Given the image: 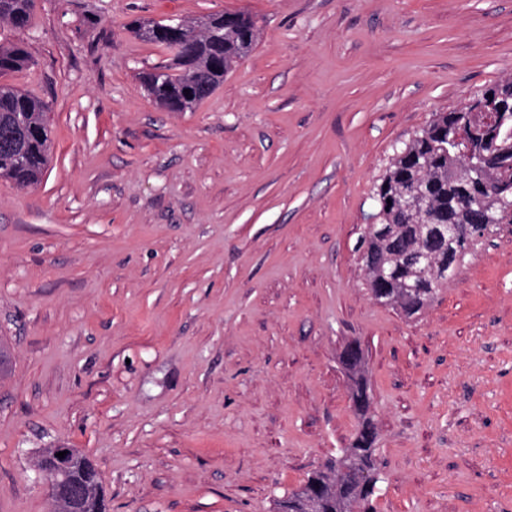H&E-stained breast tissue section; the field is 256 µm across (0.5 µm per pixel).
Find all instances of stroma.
Here are the masks:
<instances>
[{"instance_id": "obj_1", "label": "stroma", "mask_w": 512, "mask_h": 512, "mask_svg": "<svg viewBox=\"0 0 512 512\" xmlns=\"http://www.w3.org/2000/svg\"><path fill=\"white\" fill-rule=\"evenodd\" d=\"M258 15L191 112L139 72L140 18ZM49 105L42 180H0V512H49L41 448L98 467L109 512H273L352 439L338 353L378 421L375 512H512V224L408 318L360 239L396 147L512 76V0H37L0 23ZM36 0H0V22H5L15 30L28 28Z\"/></svg>"}]
</instances>
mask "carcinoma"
Wrapping results in <instances>:
<instances>
[{
	"label": "carcinoma",
	"instance_id": "1",
	"mask_svg": "<svg viewBox=\"0 0 512 512\" xmlns=\"http://www.w3.org/2000/svg\"><path fill=\"white\" fill-rule=\"evenodd\" d=\"M36 0H0V22L15 30L28 28ZM170 34L159 35L157 20L135 22L131 32L164 49L173 66L155 67L143 74L148 93L161 106L184 112L198 105L224 83L226 77L257 45L259 20L244 11H226L200 21L168 18ZM24 46L0 44V77L28 67ZM48 105L15 86L0 82V179L19 186L40 181L49 161L51 140L46 121ZM425 198L423 215L402 208L405 200ZM375 227L362 240L368 290L395 297L390 306L413 317L433 300L448 277L424 273L408 261L425 250L433 263L458 267L475 244L500 224L512 223V79L486 86L461 107L436 112L432 120L394 152L374 191ZM430 224L471 228L448 240L428 233ZM382 266L389 276L381 280ZM359 428L347 448L359 471L380 481L375 416L358 417ZM330 457L298 487L277 502L276 512H307L308 485L328 477L335 468ZM64 494L53 498L54 512H107L100 474L79 451L65 473ZM335 497L324 492L322 512H337L336 499L354 512H373L372 493L335 480Z\"/></svg>",
	"mask_w": 512,
	"mask_h": 512
}]
</instances>
